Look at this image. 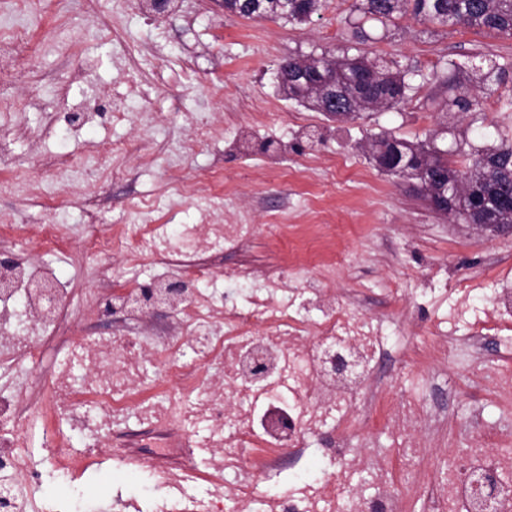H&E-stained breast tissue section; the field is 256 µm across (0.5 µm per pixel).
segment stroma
Instances as JSON below:
<instances>
[{
  "mask_svg": "<svg viewBox=\"0 0 512 512\" xmlns=\"http://www.w3.org/2000/svg\"><path fill=\"white\" fill-rule=\"evenodd\" d=\"M354 5L327 0L320 16L292 24L233 16L220 0H178L174 11L160 15L146 13L139 0H57L50 11L41 0H0V38L24 28L33 42L29 49L13 47L15 75L0 84V176L18 181L16 189L0 192V212L21 227L5 248L46 261L70 283L75 335L108 339L114 326L88 309L94 268L64 251H42L43 225H66L76 237L89 224L106 232L140 223L139 206L153 204L157 223L176 232L199 223L200 208L220 192L226 211L243 212L259 227L287 211L292 243L309 255L310 269L335 266L327 297L360 295L373 313L396 315L411 302L430 322L447 309L458 281L478 283L471 302L482 307L500 289H512V234L482 236L435 211L416 181L380 171L361 149L381 131L425 145L446 124L462 142L456 159L462 166L474 150L512 142V76L483 98L481 111L465 114H446L450 90L443 82L452 63L465 69L485 59L512 63V36L432 24L410 13L386 30L366 24L361 53L405 71L410 89L397 109L337 122L286 98L276 74L288 57L354 45ZM94 98L122 103L126 120L96 116L70 127L66 113ZM199 120L214 133L186 151ZM120 142L134 144V151L113 154ZM143 153L149 163L139 162ZM175 170L199 182L195 199L169 194ZM88 182L100 186L99 195H84ZM283 261L275 241L259 230L244 248L207 256L209 274L199 286L241 297L246 290L233 277L238 267L270 271ZM434 342L402 326L380 346L381 378L427 393L422 377L400 368ZM448 350L437 383L448 402L441 434L449 447H469L480 424L512 438V397L494 394L503 359L512 353V322L489 337L481 353H473L464 336L449 337ZM65 358L62 341L49 340L34 367L0 369V392L18 390L30 374L48 375ZM48 429L56 440L82 444L67 420L49 424L40 408L31 410L23 443L46 479L29 492L27 512H55L74 487L83 492L87 512H144L151 492L175 499L184 488L200 496L211 488L205 479L210 449L195 447L182 432L171 434L160 468L146 447L145 425L129 420L105 457L66 475L42 448ZM184 456L183 488L166 485L168 470Z\"/></svg>",
  "mask_w": 512,
  "mask_h": 512,
  "instance_id": "obj_1",
  "label": "stroma"
}]
</instances>
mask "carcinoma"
I'll return each mask as SVG.
<instances>
[{"label": "carcinoma", "instance_id": "obj_1", "mask_svg": "<svg viewBox=\"0 0 512 512\" xmlns=\"http://www.w3.org/2000/svg\"><path fill=\"white\" fill-rule=\"evenodd\" d=\"M324 0H260V12L268 19L306 23L320 14ZM253 0H224V10L250 19ZM422 20L441 25L495 31L512 36V0H356L357 16L351 22L355 38L369 39L364 24L386 27L407 10ZM509 68L493 62L479 69L474 93L448 99L450 112H478L481 99L498 91ZM288 99L321 110L336 101V111L354 118L395 108L407 96L405 76L365 55L345 52L336 57L288 58V80L280 82ZM397 153L399 175L418 180L428 198L448 199V214L472 224H512V146L507 143L477 151L472 164L458 168L451 153L438 146L418 148L388 133L375 136L370 153ZM448 178L434 179L439 172Z\"/></svg>", "mask_w": 512, "mask_h": 512}]
</instances>
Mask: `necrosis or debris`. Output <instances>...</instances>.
<instances>
[{
	"label": "necrosis or debris",
	"mask_w": 512,
	"mask_h": 512,
	"mask_svg": "<svg viewBox=\"0 0 512 512\" xmlns=\"http://www.w3.org/2000/svg\"><path fill=\"white\" fill-rule=\"evenodd\" d=\"M255 232V225L232 214L223 223L187 227L175 236L162 224L144 233L118 225L110 234H91L75 244L68 232L49 225L42 245L57 250L72 244L79 258L100 260L94 303L104 314L135 325L147 316L157 284L129 278L132 268L147 260L187 270L189 255L238 247ZM236 277L249 287L241 302L187 289L172 308L173 328L157 353L130 345L124 335L70 344L69 365L51 382L57 410L79 430L86 427L89 407L105 428L135 417L158 427L188 423L204 429L203 445L215 451V475L229 471L233 477L200 512H252L257 505L267 512H405L396 474L429 454L423 427L447 412L369 389L388 330L384 320L356 302L327 299L318 276L292 284L284 274L259 280L242 269ZM46 284L57 299L52 309L42 291ZM459 290L445 317L449 328L468 322L479 336L512 316L511 291H501L485 309L469 303V282H460ZM67 298V287L51 266L20 261L0 269V357L19 352L38 362L40 336L57 328ZM335 341L358 362L351 378L336 379L321 361L319 345ZM32 398L25 390L0 397V473L19 479L0 487V512H20L23 487L41 481L21 446ZM381 427L398 442L395 461L353 444ZM312 438L320 441L318 453L333 470L296 484L286 495L270 494L263 473L282 453L304 457ZM492 440L490 434L478 435L456 468L437 472L426 485L432 512H512V487L497 481L500 472L512 470V448L493 447ZM362 472L373 479V496L357 486Z\"/></svg>",
	"instance_id": "1"
}]
</instances>
